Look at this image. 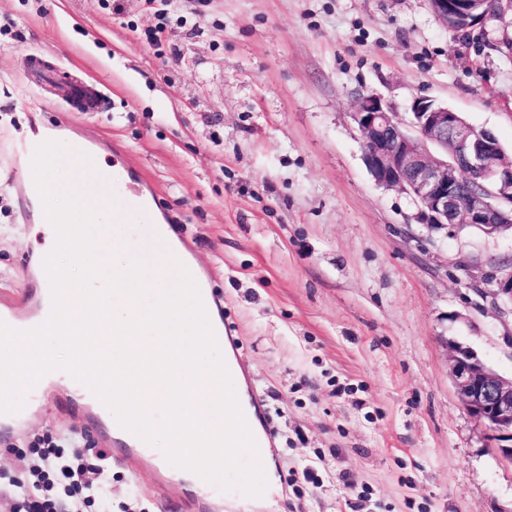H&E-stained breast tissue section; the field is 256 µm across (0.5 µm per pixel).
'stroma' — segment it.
<instances>
[{
    "label": "stroma",
    "instance_id": "35a3bbf8",
    "mask_svg": "<svg viewBox=\"0 0 512 512\" xmlns=\"http://www.w3.org/2000/svg\"><path fill=\"white\" fill-rule=\"evenodd\" d=\"M0 0V301L34 299L48 250L17 189L43 128L121 166L205 272L271 442L272 494H199L130 460L65 390L0 428V512H19L44 440L90 485L56 512H512V465L463 408L448 345L512 376V306L462 268L512 237L432 233L378 186L351 117L427 96L512 156V22L483 43L427 0ZM314 469L318 484L307 483Z\"/></svg>",
    "mask_w": 512,
    "mask_h": 512
}]
</instances>
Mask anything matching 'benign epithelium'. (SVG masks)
I'll use <instances>...</instances> for the list:
<instances>
[{"label": "benign epithelium", "mask_w": 512, "mask_h": 512, "mask_svg": "<svg viewBox=\"0 0 512 512\" xmlns=\"http://www.w3.org/2000/svg\"><path fill=\"white\" fill-rule=\"evenodd\" d=\"M483 19L512 13V0H471ZM433 16L448 24L454 0H428ZM352 119L363 141V160L375 183L405 194L414 218L429 232L460 224L495 238L512 232V158L490 131L469 125L459 113L419 97L403 119L382 99L361 98ZM474 189L462 191L464 182ZM492 295L512 303V264L484 274ZM451 380L467 413L491 432L494 448L512 462V379L488 368L469 347H451Z\"/></svg>", "instance_id": "benign-epithelium-1"}]
</instances>
